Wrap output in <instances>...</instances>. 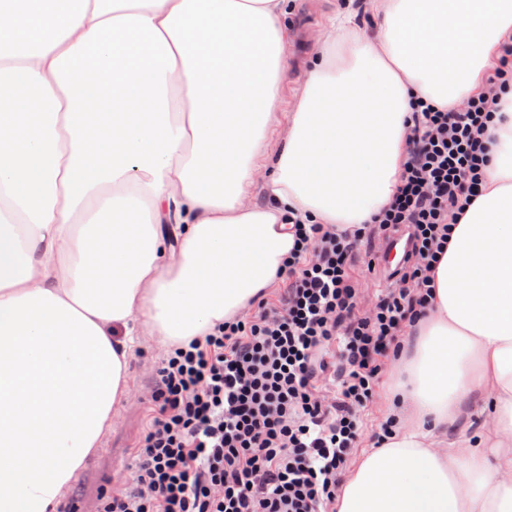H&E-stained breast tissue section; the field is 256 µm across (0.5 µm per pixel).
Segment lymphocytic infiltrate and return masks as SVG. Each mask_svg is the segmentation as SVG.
<instances>
[{
	"instance_id": "lymphocytic-infiltrate-1",
	"label": "lymphocytic infiltrate",
	"mask_w": 512,
	"mask_h": 512,
	"mask_svg": "<svg viewBox=\"0 0 512 512\" xmlns=\"http://www.w3.org/2000/svg\"><path fill=\"white\" fill-rule=\"evenodd\" d=\"M487 82L491 92L456 111L412 102L390 202L365 224L295 225L284 293L163 360L133 482L102 494L99 512H328L380 360L424 314L428 273L480 194L486 129L498 91L512 85L511 46ZM399 232L409 249L393 283L359 311L350 275L359 245Z\"/></svg>"
}]
</instances>
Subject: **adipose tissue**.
<instances>
[{
    "label": "adipose tissue",
    "instance_id": "1",
    "mask_svg": "<svg viewBox=\"0 0 512 512\" xmlns=\"http://www.w3.org/2000/svg\"><path fill=\"white\" fill-rule=\"evenodd\" d=\"M64 2L0 0V512H55L129 394L136 334L207 335L272 286L290 221L378 213L410 98L463 107L512 42V0H369L377 32L317 41L258 206L288 0ZM500 105L393 364L392 433L333 512H512V90ZM477 395L484 426L449 439Z\"/></svg>",
    "mask_w": 512,
    "mask_h": 512
}]
</instances>
